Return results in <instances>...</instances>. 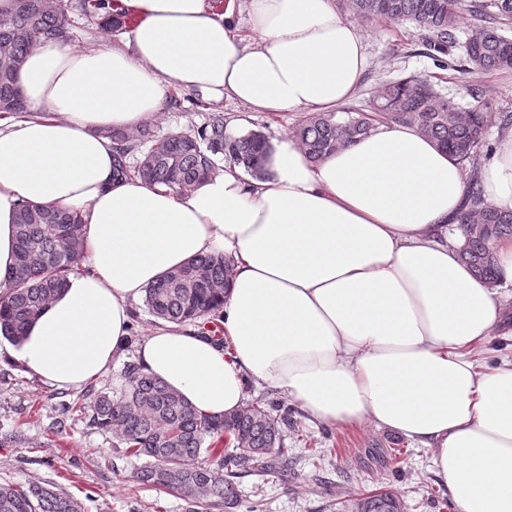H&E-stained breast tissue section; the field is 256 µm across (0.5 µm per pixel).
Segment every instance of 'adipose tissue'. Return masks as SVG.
I'll return each mask as SVG.
<instances>
[{
	"label": "adipose tissue",
	"instance_id": "1",
	"mask_svg": "<svg viewBox=\"0 0 512 512\" xmlns=\"http://www.w3.org/2000/svg\"><path fill=\"white\" fill-rule=\"evenodd\" d=\"M114 10L133 26L113 43L41 41L18 74L27 116L0 120V285L26 204L79 212L86 264L0 361L68 390L132 350L142 372L214 416L239 409L250 380L312 421L369 422L429 449L457 512H512V362L483 370L470 356L503 326V304L448 239L466 178L447 151L385 124L317 164L294 141L271 142L265 177L228 164L186 195L113 175L106 129L149 123L174 86L260 112L348 102L369 55L336 0H248L251 45L233 0L220 13L210 0ZM477 180L512 211V126ZM217 252L234 261L224 344L168 322L132 343L146 289Z\"/></svg>",
	"mask_w": 512,
	"mask_h": 512
}]
</instances>
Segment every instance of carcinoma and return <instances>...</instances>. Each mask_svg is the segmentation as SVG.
I'll list each match as a JSON object with an SVG mask.
<instances>
[{
  "label": "carcinoma",
  "mask_w": 512,
  "mask_h": 512,
  "mask_svg": "<svg viewBox=\"0 0 512 512\" xmlns=\"http://www.w3.org/2000/svg\"><path fill=\"white\" fill-rule=\"evenodd\" d=\"M341 9L372 24L409 21L425 32L429 49L449 53L456 31L466 23L463 45L467 71L477 75L512 71V0H341ZM80 15L109 32L117 21L103 0H81ZM72 20L63 0H16L0 19V114L21 115L26 104L17 76L28 54L45 38H68ZM509 122L489 102L463 108L443 97L428 78L410 76L380 85L368 112L345 118L313 113L292 131L295 142L317 163L379 123L409 125L436 142L476 174L478 155L489 129ZM117 145L115 170L149 186L164 185L184 195L223 170L228 160L255 177L266 175L269 141L260 131L227 132L224 113H211L208 124L152 139L150 130L135 134L110 129ZM153 141L136 165L127 157ZM459 256L474 275L493 288L501 282L498 245L512 238V211L487 203L469 182L467 206L460 217ZM17 263L0 293V333L12 341L23 337L35 318L79 269L85 244L84 224L76 212L50 205H26L16 221ZM232 260L222 254L190 260L165 274L146 290L145 304L157 318L175 324L212 319L224 304ZM126 387L114 396L94 391L91 410L78 400L63 413L89 419V425L119 435L127 450L147 462L136 480L184 500L199 512L221 506L236 512L243 498L241 479L288 473L282 448L288 411L263 402H246L224 417L199 414L162 380L140 371H125ZM233 447L228 452L226 448ZM346 512H404L402 498L375 490L344 505ZM0 512H86L84 503L51 486L0 482Z\"/></svg>",
  "instance_id": "1"
}]
</instances>
